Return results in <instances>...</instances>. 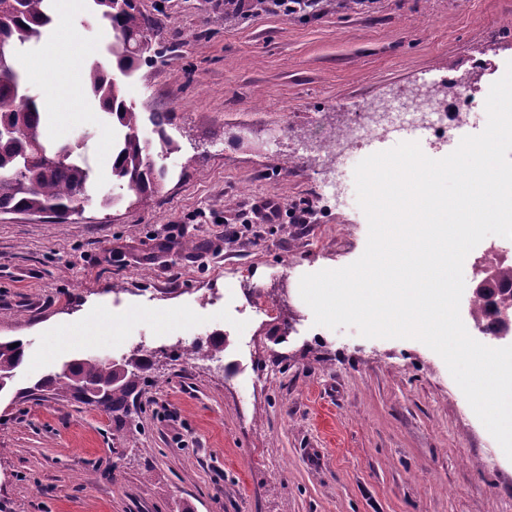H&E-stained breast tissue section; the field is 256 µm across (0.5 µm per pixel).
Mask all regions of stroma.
Returning a JSON list of instances; mask_svg holds the SVG:
<instances>
[{
    "label": "stroma",
    "instance_id": "1",
    "mask_svg": "<svg viewBox=\"0 0 512 512\" xmlns=\"http://www.w3.org/2000/svg\"><path fill=\"white\" fill-rule=\"evenodd\" d=\"M140 8L160 53L122 94L143 131L170 115L179 150L160 161L159 191L140 205L100 164L110 137L84 73L112 34L80 7L76 61L45 77L83 109L56 115L49 137L83 139L95 191L66 219L0 213V339L25 345L0 391V512H512V460L443 359L315 325L299 294L304 274L351 264L368 237L354 179L327 196L309 142L446 66L483 89L472 60L512 59V0H319L292 16L243 0L230 18L224 0ZM241 287L294 320L245 309ZM175 311L182 322L165 324ZM219 336L214 359L178 354ZM139 346L157 358L130 429L34 388Z\"/></svg>",
    "mask_w": 512,
    "mask_h": 512
}]
</instances>
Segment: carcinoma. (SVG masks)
I'll use <instances>...</instances> for the list:
<instances>
[{"label":"carcinoma","mask_w":512,"mask_h":512,"mask_svg":"<svg viewBox=\"0 0 512 512\" xmlns=\"http://www.w3.org/2000/svg\"><path fill=\"white\" fill-rule=\"evenodd\" d=\"M92 18L112 30L119 48L110 50L112 64L123 77L132 76L150 62L156 50L145 32L149 21L137 0H88ZM55 18V0H0V47L7 52V66L0 69V130L17 127L21 135L0 137V212L46 213L67 218L79 204L90 200L88 190L94 170L80 141L58 144L46 136V119L37 99L25 97L27 78L20 67V53L38 41ZM85 86L99 102L106 123L116 129L112 177L131 190L139 203L156 193L165 169L154 156L179 150L166 132L168 116L152 117L159 141L157 154L141 139L142 117L124 99L119 82L107 78L103 63L93 62ZM0 341V391L12 380L24 359L23 344ZM150 354L132 349L116 364L109 359H86L39 380L34 389L48 390L104 411L120 430L129 416V399L149 380Z\"/></svg>","instance_id":"1"}]
</instances>
